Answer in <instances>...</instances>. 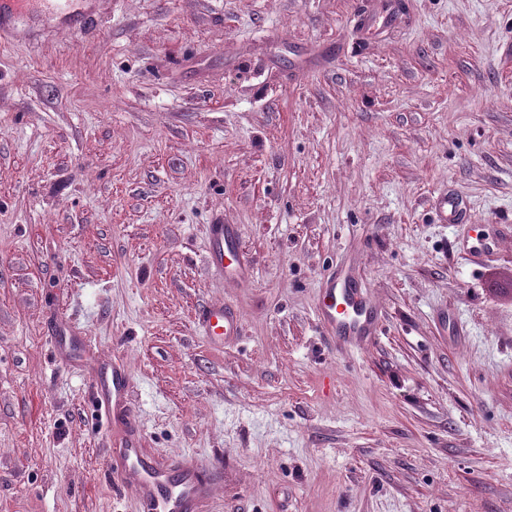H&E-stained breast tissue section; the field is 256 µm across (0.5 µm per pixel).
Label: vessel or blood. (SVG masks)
I'll list each match as a JSON object with an SVG mask.
<instances>
[{
  "label": "vessel or blood",
  "instance_id": "obj_1",
  "mask_svg": "<svg viewBox=\"0 0 512 512\" xmlns=\"http://www.w3.org/2000/svg\"><path fill=\"white\" fill-rule=\"evenodd\" d=\"M18 18L36 17L42 26L78 32L90 13L93 0H10ZM209 259L229 275L244 279L249 263L236 247V231L228 224H213L208 230ZM203 327L215 341H227L238 335V318L213 304L198 314ZM317 319L329 333L332 350L344 353L371 343L381 312L368 292L348 284L325 288L317 308ZM95 369L91 388L98 410L119 430L108 451L109 470L121 486L128 489L138 512H207L215 487L224 477L222 468L203 469L191 455L183 454L165 461L146 455L141 448L142 433L132 405V376L128 369L102 361L95 352L86 351Z\"/></svg>",
  "mask_w": 512,
  "mask_h": 512
}]
</instances>
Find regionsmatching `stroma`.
Listing matches in <instances>:
<instances>
[{
  "instance_id": "stroma-1",
  "label": "stroma",
  "mask_w": 512,
  "mask_h": 512,
  "mask_svg": "<svg viewBox=\"0 0 512 512\" xmlns=\"http://www.w3.org/2000/svg\"><path fill=\"white\" fill-rule=\"evenodd\" d=\"M38 27L0 32V512H138L54 321L128 366L147 454L223 464L210 512H512V0H95ZM219 220L248 284L208 259ZM346 273L382 317L339 354L316 309ZM203 327L208 329L211 336L218 343L228 341L239 334L240 324L238 318L224 309L222 304H213L203 307L198 314Z\"/></svg>"
}]
</instances>
